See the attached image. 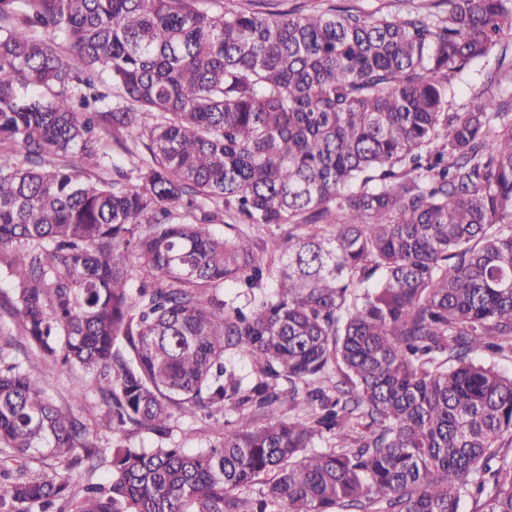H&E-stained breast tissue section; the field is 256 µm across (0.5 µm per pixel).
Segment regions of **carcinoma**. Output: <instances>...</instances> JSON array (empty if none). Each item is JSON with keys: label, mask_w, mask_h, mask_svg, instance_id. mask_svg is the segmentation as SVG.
I'll return each mask as SVG.
<instances>
[{"label": "carcinoma", "mask_w": 512, "mask_h": 512, "mask_svg": "<svg viewBox=\"0 0 512 512\" xmlns=\"http://www.w3.org/2000/svg\"><path fill=\"white\" fill-rule=\"evenodd\" d=\"M446 4L0 0V272L29 346L99 391L62 410L0 360V512H512V375L472 357H512V63L448 110L512 53V0ZM240 224L288 235L268 258ZM176 406L241 423L91 439ZM34 454L109 474L75 493ZM440 1L443 0H224V4L259 11H293L297 15L331 12V9L348 10L351 13L363 15L374 13L398 15L422 6L433 12L446 9L447 5ZM496 67V57L473 63L470 70L458 81L454 87V94L449 100L452 102L451 112H463L470 103L472 96L483 86L484 73ZM172 426L170 439H163V443L182 448L187 453L196 452L215 443L222 429L221 425L210 423L201 418L200 414L196 417L182 411H175ZM91 430L94 435V441L99 448L106 450V455H109L112 447L117 444H130L138 448H152L161 440L153 432L136 427L128 426L125 430H115L113 429L112 422L104 413H100L96 417Z\"/></svg>", "instance_id": "carcinoma-1"}]
</instances>
